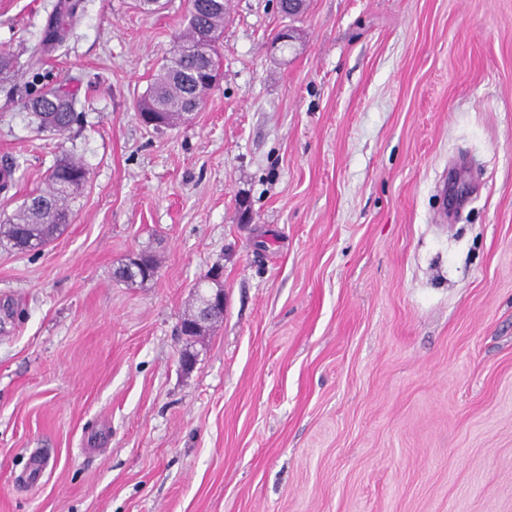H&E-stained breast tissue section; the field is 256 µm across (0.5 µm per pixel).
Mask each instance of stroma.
<instances>
[{
    "label": "stroma",
    "mask_w": 512,
    "mask_h": 512,
    "mask_svg": "<svg viewBox=\"0 0 512 512\" xmlns=\"http://www.w3.org/2000/svg\"><path fill=\"white\" fill-rule=\"evenodd\" d=\"M56 2L0 0V51ZM275 2L229 0L173 129L137 105L189 0H83L0 84V221L88 171L53 242L0 241V512H512V0ZM60 82L83 119L37 131L22 99ZM137 254L156 277L116 281ZM79 3L78 0L59 1L54 6L49 24L41 38L29 49L27 64L31 69H38L44 55L64 43L77 18ZM219 271V269H214L210 273L209 271L207 274L198 282L196 285V297L198 300V304L205 303L209 296L212 294L213 291H215L213 288L215 287L216 290L219 288H223V285L221 284V276H211V273L214 271ZM214 287H213V286ZM212 289V291H210ZM224 313V290L220 289L216 291L212 296L209 298L206 306L202 309L201 314L199 316V322L196 326H188L186 327L187 323H190L194 320L195 314L188 315L186 318L183 319L181 322V333L184 336H187L190 338H194L199 335H191V334H184V328L186 327V331L191 329H198V326L200 323L208 321L212 319L216 315H220Z\"/></svg>",
    "instance_id": "1"
}]
</instances>
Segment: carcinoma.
Segmentation results:
<instances>
[{
	"label": "carcinoma",
	"mask_w": 512,
	"mask_h": 512,
	"mask_svg": "<svg viewBox=\"0 0 512 512\" xmlns=\"http://www.w3.org/2000/svg\"><path fill=\"white\" fill-rule=\"evenodd\" d=\"M225 0H191L189 15L179 33L180 49L160 68L147 94L141 99L139 115L156 113L162 116L166 127H175L184 121L183 112L203 102L214 86L212 75L218 73L219 58L215 46L206 54H195L189 49L197 46L205 35L216 38L224 31L228 11ZM79 9V0H60L53 10L49 24L38 43L29 49L28 66L32 69L42 63L44 55L61 46L70 34ZM77 92L67 85H54L46 90L28 94L23 107L41 130L56 129L63 135L81 121L76 111ZM88 178L85 166L72 159L60 160L48 176V189L25 202L20 210L0 224V239L22 251H36L49 244L71 222L70 202L81 192ZM158 268L150 255L132 258L118 269L120 280L134 284L149 280L143 270L131 271L137 262ZM221 288V276L206 274L196 285L198 303L207 301L212 288Z\"/></svg>",
	"instance_id": "1"
}]
</instances>
